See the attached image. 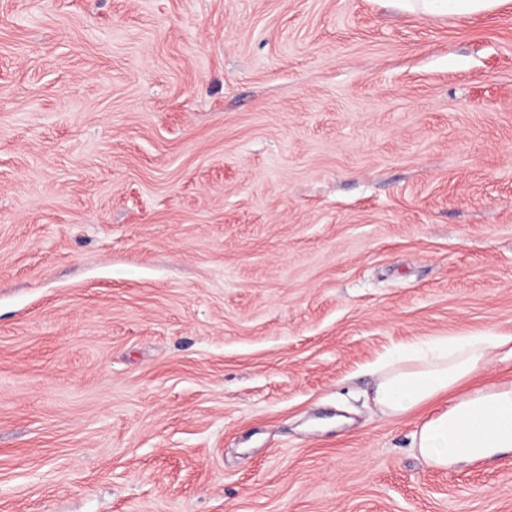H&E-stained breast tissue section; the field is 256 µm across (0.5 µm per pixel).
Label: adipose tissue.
<instances>
[{"label": "adipose tissue", "mask_w": 512, "mask_h": 512, "mask_svg": "<svg viewBox=\"0 0 512 512\" xmlns=\"http://www.w3.org/2000/svg\"><path fill=\"white\" fill-rule=\"evenodd\" d=\"M496 346L490 336H442L380 363L374 389L380 414L404 416L448 402L412 435V448L427 464L448 469L512 454V381L468 387Z\"/></svg>", "instance_id": "obj_1"}]
</instances>
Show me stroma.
Returning <instances> with one entry per match:
<instances>
[{
    "instance_id": "stroma-1",
    "label": "stroma",
    "mask_w": 512,
    "mask_h": 512,
    "mask_svg": "<svg viewBox=\"0 0 512 512\" xmlns=\"http://www.w3.org/2000/svg\"><path fill=\"white\" fill-rule=\"evenodd\" d=\"M512 337V0H0V512H512L376 363ZM415 2L422 11H448L454 14H475L489 11L497 4V0H416Z\"/></svg>"
}]
</instances>
